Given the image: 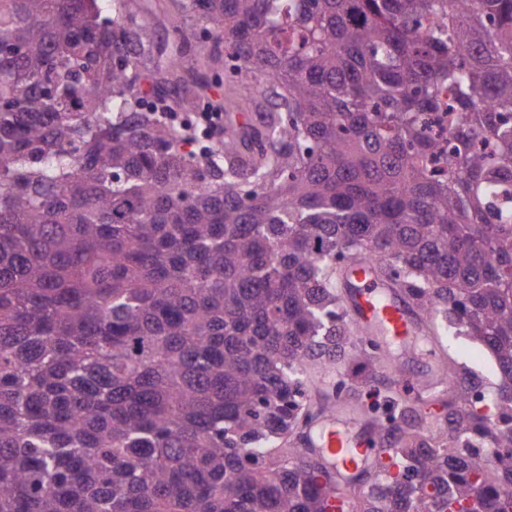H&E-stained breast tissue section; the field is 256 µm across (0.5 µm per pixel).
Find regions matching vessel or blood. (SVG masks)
<instances>
[{
  "label": "vessel or blood",
  "mask_w": 512,
  "mask_h": 512,
  "mask_svg": "<svg viewBox=\"0 0 512 512\" xmlns=\"http://www.w3.org/2000/svg\"><path fill=\"white\" fill-rule=\"evenodd\" d=\"M343 277L349 288L348 318L359 335L385 347L404 348L419 340L422 330L409 301L395 291L393 283L380 274L375 263H350L344 268ZM364 427L359 408L342 401L336 404L327 427L311 440L312 446L322 449L328 457L331 472L355 467L357 460L350 450L358 445L356 431Z\"/></svg>",
  "instance_id": "b4317fda"
}]
</instances>
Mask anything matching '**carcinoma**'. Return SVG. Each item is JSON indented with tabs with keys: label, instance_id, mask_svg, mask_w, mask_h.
Returning a JSON list of instances; mask_svg holds the SVG:
<instances>
[{
	"label": "carcinoma",
	"instance_id": "cac0c4a2",
	"mask_svg": "<svg viewBox=\"0 0 512 512\" xmlns=\"http://www.w3.org/2000/svg\"><path fill=\"white\" fill-rule=\"evenodd\" d=\"M103 2L0 0V512H512V0H178L214 41L172 24L169 72L207 49L262 111L192 151ZM361 258L499 382L443 354L363 406L392 466L337 476L305 429L399 373ZM443 346L469 370L482 375L487 382L498 381V371L493 359L478 342L464 336H446Z\"/></svg>",
	"mask_w": 512,
	"mask_h": 512
}]
</instances>
